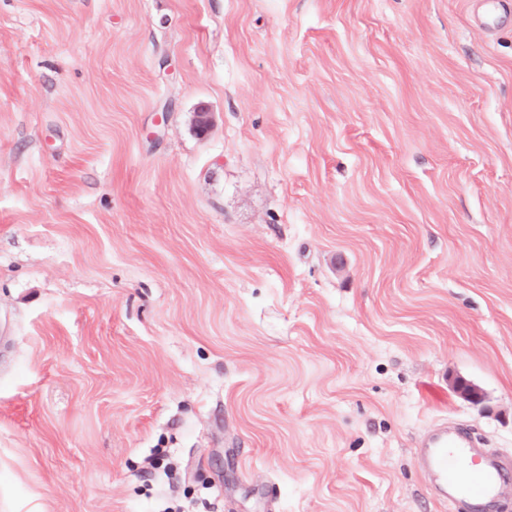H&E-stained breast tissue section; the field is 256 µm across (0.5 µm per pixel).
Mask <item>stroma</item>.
Returning <instances> with one entry per match:
<instances>
[{"label": "stroma", "mask_w": 512, "mask_h": 512, "mask_svg": "<svg viewBox=\"0 0 512 512\" xmlns=\"http://www.w3.org/2000/svg\"><path fill=\"white\" fill-rule=\"evenodd\" d=\"M489 10L0 0V512H448L432 427L512 456Z\"/></svg>", "instance_id": "stroma-1"}]
</instances>
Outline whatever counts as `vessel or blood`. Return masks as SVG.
<instances>
[{
    "instance_id": "b4317fda",
    "label": "vessel or blood",
    "mask_w": 512,
    "mask_h": 512,
    "mask_svg": "<svg viewBox=\"0 0 512 512\" xmlns=\"http://www.w3.org/2000/svg\"><path fill=\"white\" fill-rule=\"evenodd\" d=\"M417 454L448 512H500V491L512 479V463L483 453L465 432L444 424L424 435Z\"/></svg>"
}]
</instances>
